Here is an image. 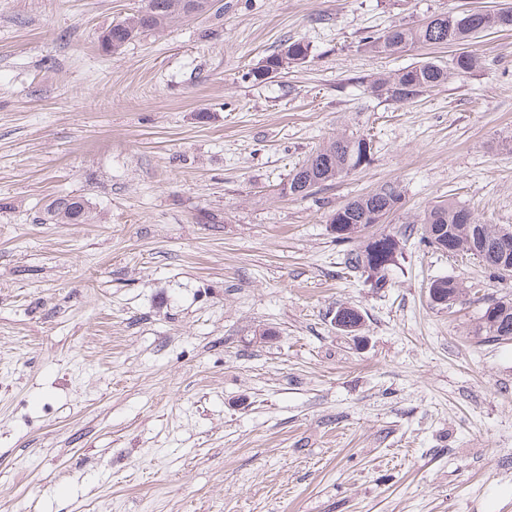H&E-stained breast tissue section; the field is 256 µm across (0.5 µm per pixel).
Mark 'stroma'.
Wrapping results in <instances>:
<instances>
[{"label": "stroma", "instance_id": "stroma-1", "mask_svg": "<svg viewBox=\"0 0 512 512\" xmlns=\"http://www.w3.org/2000/svg\"><path fill=\"white\" fill-rule=\"evenodd\" d=\"M510 4L217 0L107 54L145 0H0V512H512V341L474 333L512 279L405 234L445 200L512 226V31L405 103L371 75L451 49L362 50ZM296 39L306 63L254 79ZM341 134L370 163L284 195ZM389 183L374 288L329 216ZM60 197L94 220L45 221ZM441 277L466 301L431 305ZM401 242L396 234L381 231L360 240L344 253V265L353 272L365 275L374 288H383L398 254ZM396 252L395 259L393 253Z\"/></svg>", "mask_w": 512, "mask_h": 512}]
</instances>
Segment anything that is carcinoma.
I'll list each match as a JSON object with an SVG mask.
<instances>
[{"label":"carcinoma","instance_id":"carcinoma-1","mask_svg":"<svg viewBox=\"0 0 512 512\" xmlns=\"http://www.w3.org/2000/svg\"><path fill=\"white\" fill-rule=\"evenodd\" d=\"M208 0H147L145 8L109 26L101 37L102 48L116 52L141 35L159 31L171 25L190 10L205 9ZM512 31V14L504 16L498 11L445 12L429 18L417 26L396 24L382 34L366 39L365 47L371 53L395 54L407 47L463 45L484 31ZM309 46L301 40L288 42L283 49L267 56L252 72L257 80L284 74L291 67L307 62ZM479 66L478 57L469 51L455 53L448 62L424 59L404 67L393 74H379L368 85L375 96L396 102H409L427 91L441 87L453 78H461ZM371 146L364 138L338 135L313 150L304 163L288 178L285 193L296 198H307L316 189L347 176L370 161ZM401 195L396 187L384 185L379 189L355 197L337 208L329 223L349 224L347 232H336L340 242H353L355 246L344 253V265L359 272L375 288H383L392 266L393 253L401 250L400 239L390 232L374 233L361 239L362 232L372 226L373 215L381 210L394 214L399 209ZM50 219L57 224H83L92 219L89 207L82 199L59 198L48 210ZM409 230L420 235L427 246L439 249L448 239L462 246V253L481 259L494 274L497 259L491 241L500 233L493 224H482L473 211L450 201L428 207L412 221ZM440 298L449 308L465 294L463 283L453 278L437 279ZM483 309L477 335L489 341H512V308L504 315L490 316Z\"/></svg>","mask_w":512,"mask_h":512}]
</instances>
